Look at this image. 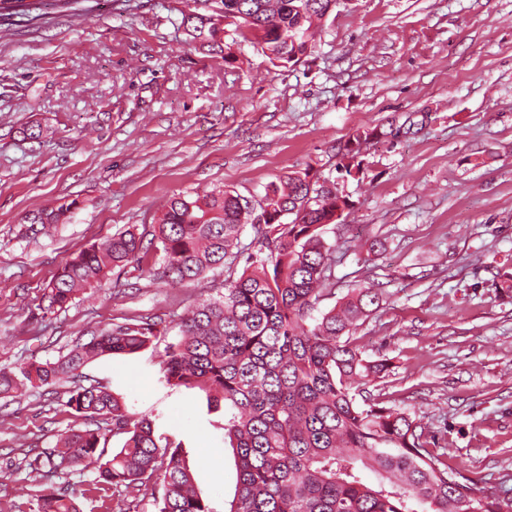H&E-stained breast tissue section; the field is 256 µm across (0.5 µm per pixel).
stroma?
<instances>
[{"label": "stroma", "instance_id": "35a3bbf8", "mask_svg": "<svg viewBox=\"0 0 512 512\" xmlns=\"http://www.w3.org/2000/svg\"><path fill=\"white\" fill-rule=\"evenodd\" d=\"M176 0H99L80 15L45 0L43 16L0 20V369L55 362L76 342L132 320L155 326L133 354L90 362L105 388L181 444L214 512L236 485L224 410L166 382L162 361L184 310L219 297L244 263L192 288L115 270L62 310L44 295L58 268L128 227L150 231L171 196L221 187L246 197L312 169L349 201L323 237L335 252L324 312L355 288L381 296L353 333L389 368L373 398L416 419L442 462L498 487L512 475V0H338L312 52L274 66L238 39L227 64L185 41ZM375 128L362 170L337 166ZM39 137H31V130ZM68 204L31 232L29 213ZM69 384L0 398V504L38 512L62 481L81 512H154L91 487L93 467L43 478L44 454L73 426Z\"/></svg>", "mask_w": 512, "mask_h": 512}]
</instances>
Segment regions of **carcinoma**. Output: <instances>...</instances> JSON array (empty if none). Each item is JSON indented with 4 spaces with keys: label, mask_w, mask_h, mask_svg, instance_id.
<instances>
[{
    "label": "carcinoma",
    "mask_w": 512,
    "mask_h": 512,
    "mask_svg": "<svg viewBox=\"0 0 512 512\" xmlns=\"http://www.w3.org/2000/svg\"><path fill=\"white\" fill-rule=\"evenodd\" d=\"M190 43L233 62L225 25L249 35L277 67L311 53L322 21L336 0H179ZM27 0H0V17L27 14ZM377 130L354 137L339 169L354 177L364 145ZM311 170L268 183L251 202L231 190L170 199L152 225L161 245V277L189 288L207 272L245 256L240 277L220 298L204 299L181 319V338L163 361L168 382L199 389L224 403V439L235 457L238 483L228 512H512V497L440 461L415 420L362 394L364 382L387 370L368 362L352 330L368 317L378 294L356 288L339 307L315 317L331 292L333 246L322 237L346 197H309ZM68 205L44 208L26 222L57 224ZM257 249L241 245L246 227ZM143 235L128 229L66 261L49 284L47 309H63L81 289L98 288L117 267L140 263ZM154 337L153 325L127 323L76 343L54 363L33 365L28 381L74 383L67 401L78 416L112 421L125 441L100 462V428L73 427L47 455V476L96 464L93 485L138 499L149 482L161 486L155 512H212L197 493L194 472L180 445H159L152 422L130 415L107 390L78 384L82 368L112 353H135ZM20 382L0 370V397ZM362 401H357V397ZM377 481L364 480L362 470ZM39 512H80L77 492L50 489Z\"/></svg>",
    "instance_id": "1"
}]
</instances>
